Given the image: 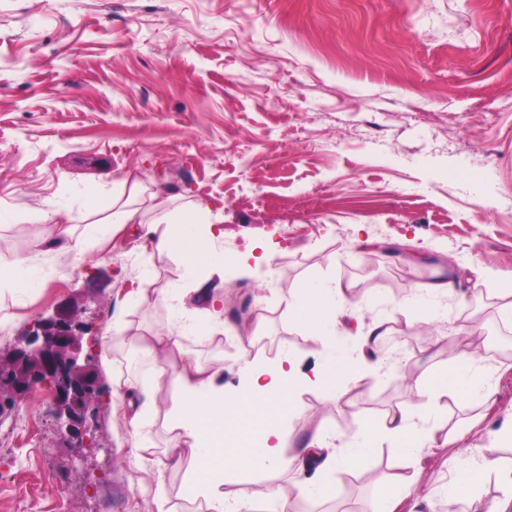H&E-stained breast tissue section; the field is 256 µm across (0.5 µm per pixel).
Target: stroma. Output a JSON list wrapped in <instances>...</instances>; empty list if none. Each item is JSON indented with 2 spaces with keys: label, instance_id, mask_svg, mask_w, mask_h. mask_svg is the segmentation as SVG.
<instances>
[{
  "label": "stroma",
  "instance_id": "35a3bbf8",
  "mask_svg": "<svg viewBox=\"0 0 512 512\" xmlns=\"http://www.w3.org/2000/svg\"><path fill=\"white\" fill-rule=\"evenodd\" d=\"M163 189L175 207L198 200L224 217L225 255L268 253L269 263L224 271L227 313L263 315L266 345L301 356L321 347L288 319L286 289L354 283L365 319H390L403 360L296 399L293 437L306 417L326 420L340 448L364 420L418 401L405 371L448 362L444 340L478 319L485 343L499 337L496 294L512 272V0H0V262L28 260V284L0 288V354L42 316L77 318L101 393L85 414L89 444H69L34 394L0 414V512H100L113 493L142 512L154 452L132 455L112 374L144 380L112 357L115 320L146 331L174 326L161 303L138 305L146 276L193 288L181 260L152 250L141 225L75 255L41 250L57 235L32 211H83L92 184L126 173ZM404 244L365 250L366 240ZM479 269L482 292L409 297L440 266ZM490 400H442L455 439L405 455L382 446L336 470L332 493L296 497L289 473L256 476L260 512L279 488L304 512H371L387 484L409 480L398 512H440L458 460L484 474V504L512 478V361H485ZM69 465L66 487L50 468ZM427 489H418L420 478Z\"/></svg>",
  "mask_w": 512,
  "mask_h": 512
}]
</instances>
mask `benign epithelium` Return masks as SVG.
<instances>
[{"label":"benign epithelium","instance_id":"7a95c632","mask_svg":"<svg viewBox=\"0 0 512 512\" xmlns=\"http://www.w3.org/2000/svg\"><path fill=\"white\" fill-rule=\"evenodd\" d=\"M80 344L61 319L48 317L37 320L32 336L17 345L9 360L19 369L12 381V390L27 393L34 387L46 386L53 397V412L66 434L84 441V433L76 422L77 392L94 391L97 381L78 363Z\"/></svg>","mask_w":512,"mask_h":512}]
</instances>
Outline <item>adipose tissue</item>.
I'll list each match as a JSON object with an SVG mask.
<instances>
[{"label":"adipose tissue","instance_id":"1","mask_svg":"<svg viewBox=\"0 0 512 512\" xmlns=\"http://www.w3.org/2000/svg\"><path fill=\"white\" fill-rule=\"evenodd\" d=\"M86 195L82 218L62 206L35 215L36 220L59 227L68 250L83 251L88 242L100 239L103 230L116 232L129 224H142L155 251L179 257L189 271L202 269L208 277L223 278L227 261L212 245L224 237V217L204 203L170 208L161 194L147 192L136 179L125 190L94 187ZM78 221L83 228L77 233L72 225ZM136 301L171 305L178 327L136 335L142 354L152 362L151 383L143 388L142 399H133L135 384L120 373L112 377V393L127 398L133 446L141 451L152 446L150 424L155 407H166L164 425L171 439L156 467L165 469L170 459L186 461L184 492L202 501L205 512H253L250 477L257 472L291 471L300 497L327 496L330 474L365 457L380 441H389L407 454L436 447L438 428L430 419L442 396L491 395L478 375L481 357L479 341L474 338L470 351L449 357L443 369L419 373L416 409L387 412L362 427L357 445L338 450L327 444L324 419H316L306 448L293 453L285 424L298 415L295 397L299 392L316 389L332 401L338 381L358 377L365 366H382V347L392 331L388 322L371 321L354 353L336 337L340 314L359 307L352 285L331 281L289 291V318L301 335L324 346L320 366L310 372L302 369L292 353L274 358L257 353L255 336L241 335L235 322L224 320L223 296L203 290L193 298L185 288L156 287L154 277L149 276ZM189 332L212 342L226 338L236 342L243 361L237 384L225 383L222 364L189 357L183 344ZM458 471L463 479L450 489L448 506L467 500L473 512H512V490L492 506L483 507L470 499L477 471L464 461Z\"/></svg>","mask_w":512,"mask_h":512}]
</instances>
